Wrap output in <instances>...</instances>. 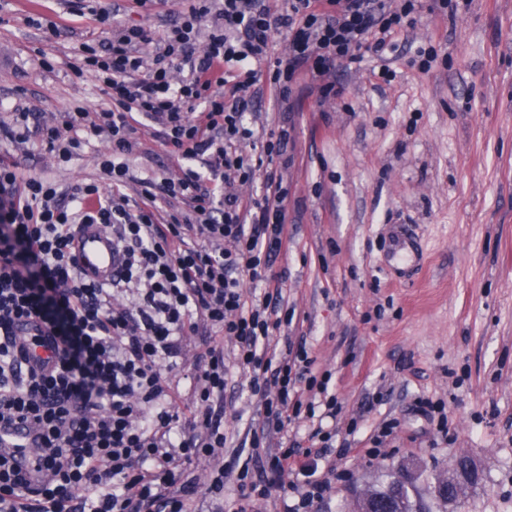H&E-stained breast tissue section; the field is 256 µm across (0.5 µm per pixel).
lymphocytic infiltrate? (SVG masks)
<instances>
[{
  "instance_id": "f902f5d3",
  "label": "lymphocytic infiltrate",
  "mask_w": 512,
  "mask_h": 512,
  "mask_svg": "<svg viewBox=\"0 0 512 512\" xmlns=\"http://www.w3.org/2000/svg\"><path fill=\"white\" fill-rule=\"evenodd\" d=\"M420 0H187L178 21L162 34L143 24L113 25L111 10L95 12L111 30L105 54L83 44L75 74L92 68L106 102L90 112L74 106L61 126L40 130L60 161L84 144L106 139L102 182L57 187L24 175L0 155V422L30 421L38 432L42 474L28 482L0 448V512H188L186 496L203 489L224 497L234 478L235 512H256L271 489L299 499L289 512H311L331 490L317 478L324 445L293 464L284 448L254 475L214 468L203 485L185 477L186 462L226 448L224 391L248 390L262 408L252 430L253 450L267 447L292 420L314 417L303 391L327 392L329 375H316L306 348L271 351L274 330L288 324L268 293L270 262L288 242V189L275 162L288 151L281 129L256 142L244 123L267 74L280 100H288L301 74L318 81L320 97L341 93L331 75L337 64L360 62L362 50L382 54L396 35L414 26ZM210 20L203 50L194 40ZM287 32V59L272 57V37ZM153 46L152 67L141 50ZM160 127L166 151L184 161L177 178L141 179V199L130 202L120 155L135 144L136 117ZM264 181L261 197L243 202L240 185ZM172 202L159 214L157 199ZM112 228L117 271L111 287L84 281L71 241L77 225ZM43 325L54 340L49 365L27 367L20 326ZM220 333L234 342L233 361ZM197 335L193 388L196 412L179 426L170 374L185 337Z\"/></svg>"
}]
</instances>
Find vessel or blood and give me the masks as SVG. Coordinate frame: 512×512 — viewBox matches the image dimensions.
Here are the masks:
<instances>
[{"label":"vessel or blood","instance_id":"obj_1","mask_svg":"<svg viewBox=\"0 0 512 512\" xmlns=\"http://www.w3.org/2000/svg\"><path fill=\"white\" fill-rule=\"evenodd\" d=\"M77 267L87 281L108 285L116 270L112 247V230L103 224H82L73 242ZM27 347L24 356L29 365L44 363L51 355L50 336L41 332L36 324H29L22 331ZM39 441L29 422L16 420L0 426V446L11 449L17 464L28 475H36L42 465L36 449Z\"/></svg>","mask_w":512,"mask_h":512}]
</instances>
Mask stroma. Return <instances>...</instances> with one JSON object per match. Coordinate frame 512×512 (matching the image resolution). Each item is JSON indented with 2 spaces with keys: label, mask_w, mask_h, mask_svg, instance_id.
Wrapping results in <instances>:
<instances>
[{
  "label": "stroma",
  "mask_w": 512,
  "mask_h": 512,
  "mask_svg": "<svg viewBox=\"0 0 512 512\" xmlns=\"http://www.w3.org/2000/svg\"><path fill=\"white\" fill-rule=\"evenodd\" d=\"M112 2L84 0L77 16L69 0H0V99H22L33 126L60 123L77 103L97 109L100 82L71 64L83 43L105 51L109 35L92 13ZM427 42L439 58L425 72L411 60ZM395 43L360 68L337 66L338 98L317 101L304 74L290 104L265 90L246 116L248 126L290 133L292 160L281 169L288 249L272 266L285 276L290 323L273 345L305 346L336 398L335 418L320 424L335 433L320 466L338 477L313 512H357L368 490L406 465L419 474L411 496L426 512H512V0H471L448 19L427 12ZM137 128L124 157L133 201L140 179L179 167L149 120ZM110 151L100 141L61 163L38 139L16 145L0 133V152L63 191L99 178ZM399 229L416 239L420 262L395 261ZM419 398L445 401L447 434L415 413ZM224 405L233 445L191 464L202 480L249 457L241 442L262 422L240 389H226ZM393 419V434L373 445ZM462 457L480 478L449 510L435 486Z\"/></svg>",
  "instance_id": "stroma-1"
}]
</instances>
